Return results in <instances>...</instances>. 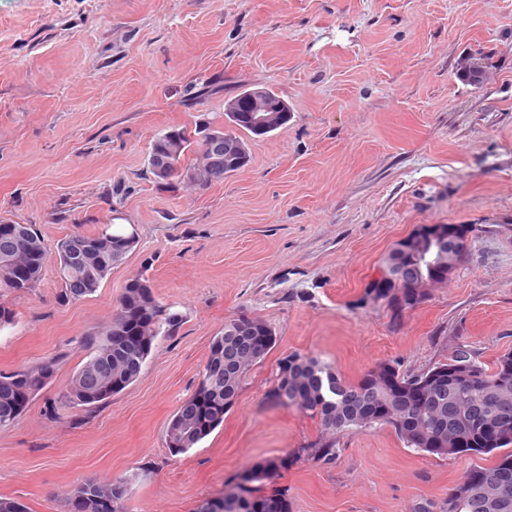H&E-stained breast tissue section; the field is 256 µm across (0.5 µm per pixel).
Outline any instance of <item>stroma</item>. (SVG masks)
Here are the masks:
<instances>
[{
    "mask_svg": "<svg viewBox=\"0 0 512 512\" xmlns=\"http://www.w3.org/2000/svg\"><path fill=\"white\" fill-rule=\"evenodd\" d=\"M485 64L480 85L456 74ZM253 88L288 103L286 126L244 134L247 166L161 187L153 137L223 122ZM139 243L92 296L61 302L48 268L0 296V371L56 361L53 380L0 427V498L68 512L80 484L127 479L121 512H196L239 470L315 441L316 419L266 397L298 351L354 383L373 365L418 373L465 344L512 350V0H0V221L47 247L113 218ZM421 224H473L470 255L392 325L361 305L391 248ZM145 274L182 316L142 377L87 411L60 401ZM276 334L224 423L171 455L168 423L196 389L214 336L239 312ZM495 455L405 447L391 428L337 436L336 459H300L257 492L292 512H415Z\"/></svg>",
    "mask_w": 512,
    "mask_h": 512,
    "instance_id": "obj_1",
    "label": "stroma"
}]
</instances>
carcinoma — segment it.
<instances>
[{
	"instance_id": "1",
	"label": "carcinoma",
	"mask_w": 512,
	"mask_h": 512,
	"mask_svg": "<svg viewBox=\"0 0 512 512\" xmlns=\"http://www.w3.org/2000/svg\"><path fill=\"white\" fill-rule=\"evenodd\" d=\"M198 131L172 127L158 133L150 152L174 150V159L199 150L189 170L206 163L208 150ZM101 232L112 236V251L97 262L69 264L65 247L71 236L55 246L57 276L63 301L80 300L100 288L112 268L124 263L138 241L126 224H107ZM474 228L471 224H422L400 240L387 255L380 277L366 288L359 304H383L393 326L404 313L421 304L430 288L448 279L468 258ZM49 251L30 224L0 226V288L14 293L37 287L47 268ZM15 258L30 269L18 278L6 262ZM181 325L178 312L154 295L150 280L135 276L117 300L109 327L84 336L88 355L73 372L63 394L67 409L95 406L137 381L143 374L159 336H173ZM276 343L275 332L259 318L241 312L224 323L213 338L196 391L171 417L166 443L174 455L187 452L224 422L248 373L264 361ZM48 361L0 373V427L14 423L32 398L55 373ZM271 406L295 407L319 420L321 436L295 457L322 464L336 459V434L390 427L408 448L439 456L492 454L512 446V352L492 365L482 363L469 346L457 345L444 361L417 374H403L397 364L380 362L361 379L348 384L328 362L292 352L278 363L274 385L267 395ZM280 460L246 468L224 495L203 502L197 512H291L288 495L256 497L250 484L269 476ZM475 486L459 483L438 504L417 512H512V451L497 456L490 468L475 467ZM125 495L122 482H88L73 490L71 512H119Z\"/></svg>"
}]
</instances>
